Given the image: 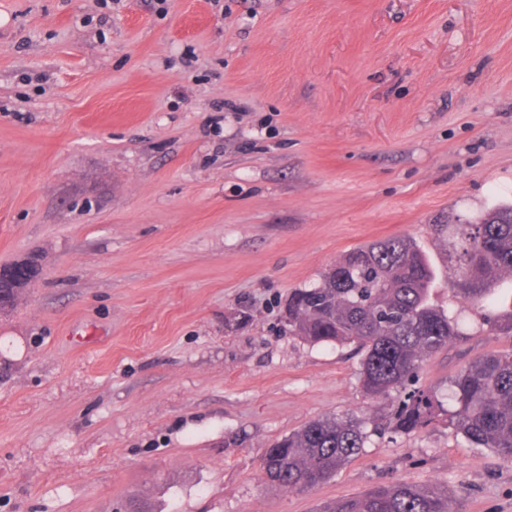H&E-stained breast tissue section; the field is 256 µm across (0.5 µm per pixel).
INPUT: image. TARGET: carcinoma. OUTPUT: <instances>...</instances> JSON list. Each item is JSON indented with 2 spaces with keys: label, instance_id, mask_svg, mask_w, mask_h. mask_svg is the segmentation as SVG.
I'll use <instances>...</instances> for the list:
<instances>
[{
  "label": "carcinoma",
  "instance_id": "carcinoma-1",
  "mask_svg": "<svg viewBox=\"0 0 512 512\" xmlns=\"http://www.w3.org/2000/svg\"><path fill=\"white\" fill-rule=\"evenodd\" d=\"M448 231L453 292L481 312L489 331L512 336V204L478 224H434ZM436 270L418 243L392 236L359 247L320 282L288 298V329L319 344H352L363 358L360 383L391 400L396 431L428 428L440 417L472 445L512 461V349L476 358L449 381L448 407L417 385L424 362L460 336L454 313L434 299ZM363 424L325 416L274 442L261 454L263 480L287 491L311 490L356 457ZM324 512H450L448 498L399 481L328 505Z\"/></svg>",
  "mask_w": 512,
  "mask_h": 512
}]
</instances>
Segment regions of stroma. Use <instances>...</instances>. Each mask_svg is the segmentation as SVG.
<instances>
[{"instance_id":"35a3bbf8","label":"stroma","mask_w":512,"mask_h":512,"mask_svg":"<svg viewBox=\"0 0 512 512\" xmlns=\"http://www.w3.org/2000/svg\"><path fill=\"white\" fill-rule=\"evenodd\" d=\"M512 204V0H0V512H319L402 480L512 512V462L447 420L389 427L354 347L289 335V294L416 239L463 332L447 397L512 349L450 299L436 224ZM365 421L309 492L261 454ZM24 272V276H16L17 271ZM39 272V263L36 257H27L8 266H0V279L2 288L7 284V288H14L16 291L26 288L37 276Z\"/></svg>"}]
</instances>
